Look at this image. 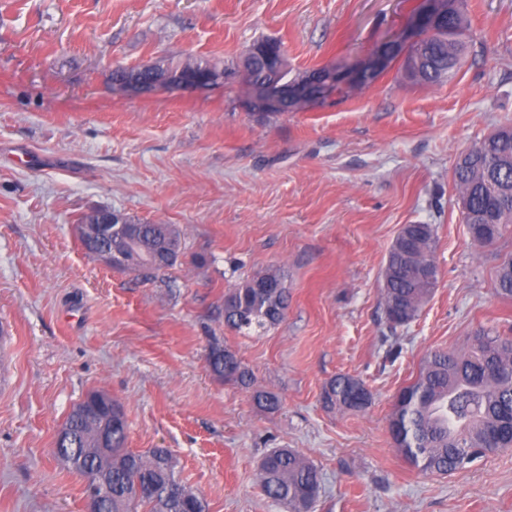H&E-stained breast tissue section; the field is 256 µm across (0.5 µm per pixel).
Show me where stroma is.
Masks as SVG:
<instances>
[{
    "label": "stroma",
    "instance_id": "stroma-1",
    "mask_svg": "<svg viewBox=\"0 0 512 512\" xmlns=\"http://www.w3.org/2000/svg\"><path fill=\"white\" fill-rule=\"evenodd\" d=\"M420 0H0V512H84V479L53 453L92 390L124 409L129 450L169 449L206 512H280L255 480L274 448L323 477L314 512H512V449L447 475L395 448L396 393L426 354L478 328L512 336L497 292L512 233L476 245L452 180L458 154L512 125V0H469L456 78L370 86L291 112L248 104L243 77L205 89L122 88L116 67L239 63L282 42L292 72L363 62ZM109 208L173 224L182 254L145 280L82 245ZM407 224L436 229L439 282L390 328L380 303ZM280 270L285 319L261 335L224 324V296ZM255 381L216 377L212 343ZM361 379L363 411L328 408L326 383ZM275 392L278 409L253 402Z\"/></svg>",
    "mask_w": 512,
    "mask_h": 512
}]
</instances>
